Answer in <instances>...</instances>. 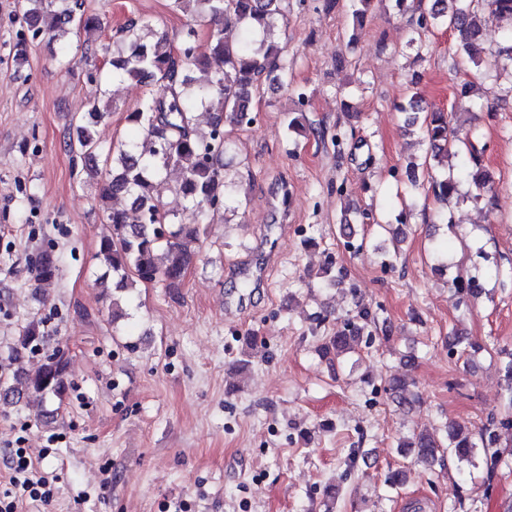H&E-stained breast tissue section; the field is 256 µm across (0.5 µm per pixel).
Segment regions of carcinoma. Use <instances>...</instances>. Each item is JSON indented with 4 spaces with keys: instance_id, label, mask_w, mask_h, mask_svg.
<instances>
[{
    "instance_id": "cac0c4a2",
    "label": "carcinoma",
    "mask_w": 512,
    "mask_h": 512,
    "mask_svg": "<svg viewBox=\"0 0 512 512\" xmlns=\"http://www.w3.org/2000/svg\"><path fill=\"white\" fill-rule=\"evenodd\" d=\"M374 0H351L352 31L348 45L356 43L355 31L364 27ZM203 5L197 18L186 25L178 45L161 35L150 38L135 19L121 28V44L112 54V77L127 78L148 86L143 102L126 116L132 136L114 152L104 149L94 127L111 114L106 91L90 96L87 113L73 124L68 146L77 149L75 159L86 169H98L103 160L107 179L99 186L103 200L123 196L131 211L114 209L107 214L110 234L99 242L97 258L103 266L98 286L112 285V321L125 317L119 298L131 301L136 286L161 283L173 296L199 254L206 226L220 216L230 221L236 208L230 205L224 168L229 147L226 125L248 127L256 121L254 99L266 83L288 85L290 61L284 48L271 40L278 22L288 19L290 0H173L176 8L193 12L191 6ZM416 25L451 29L456 36L461 62L471 63L484 79L494 77L499 66L512 64V0H418ZM203 19L209 27V52L199 51L196 22ZM507 22L496 46L475 51L481 42L483 26ZM239 29L240 36H225L224 26ZM21 25L31 37L67 25L75 29H101L103 20L87 11L85 0H26ZM218 99L220 111L212 117L207 130L198 129L195 112ZM422 141L428 145L422 166L436 169L442 158L458 157L454 170L443 169L431 176L428 191L435 201L447 204L460 195V185L471 182L481 198L485 181L481 176V156L474 151L471 138L477 129L466 130L452 122L440 109L424 112L420 126ZM179 179L170 187L171 200L162 201L158 187L170 171ZM35 280L56 277L58 265L52 254L44 252L33 262ZM457 296H476L483 290L477 277L451 283ZM370 320L364 310L344 331L326 336L321 343L325 353L336 356L355 351ZM45 336L42 323L29 322L11 346L13 360L21 361V350L32 349ZM69 358L52 351L36 370L17 368L12 380L0 386V401L17 405L29 395L63 401L67 392ZM389 391L401 404H412L413 394L404 380L393 379ZM512 397L507 410L492 413L476 435L457 426L448 427V445L427 428L420 430L405 447L415 459L432 464L449 447L460 459H469L475 449L484 448L486 466L494 470L500 461L499 448L512 447Z\"/></svg>"
}]
</instances>
